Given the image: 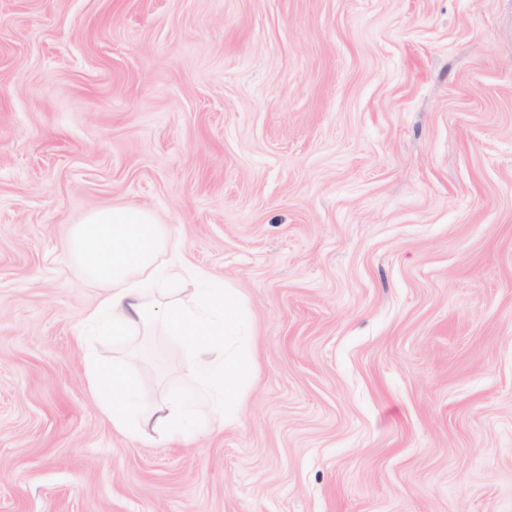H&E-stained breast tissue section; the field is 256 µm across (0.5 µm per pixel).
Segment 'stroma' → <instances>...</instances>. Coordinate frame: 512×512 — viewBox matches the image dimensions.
Instances as JSON below:
<instances>
[{
	"mask_svg": "<svg viewBox=\"0 0 512 512\" xmlns=\"http://www.w3.org/2000/svg\"><path fill=\"white\" fill-rule=\"evenodd\" d=\"M124 206L250 309L228 427L89 389L193 367L86 336ZM0 512H512V0H0Z\"/></svg>",
	"mask_w": 512,
	"mask_h": 512,
	"instance_id": "1",
	"label": "stroma"
}]
</instances>
